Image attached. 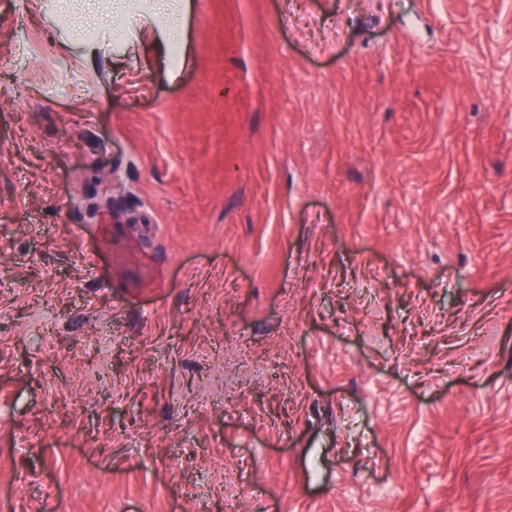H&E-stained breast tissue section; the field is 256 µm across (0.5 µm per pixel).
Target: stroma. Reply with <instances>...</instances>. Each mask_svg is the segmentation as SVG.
Here are the masks:
<instances>
[{"mask_svg":"<svg viewBox=\"0 0 512 512\" xmlns=\"http://www.w3.org/2000/svg\"><path fill=\"white\" fill-rule=\"evenodd\" d=\"M190 3L0 0V512H512V0ZM155 7L156 9L161 13H168L170 14L173 19L174 23L169 28L170 33L172 36V39L175 40L180 35V27H179V21L181 16L185 15L186 12V3L184 0H156Z\"/></svg>","mask_w":512,"mask_h":512,"instance_id":"obj_1","label":"stroma"}]
</instances>
